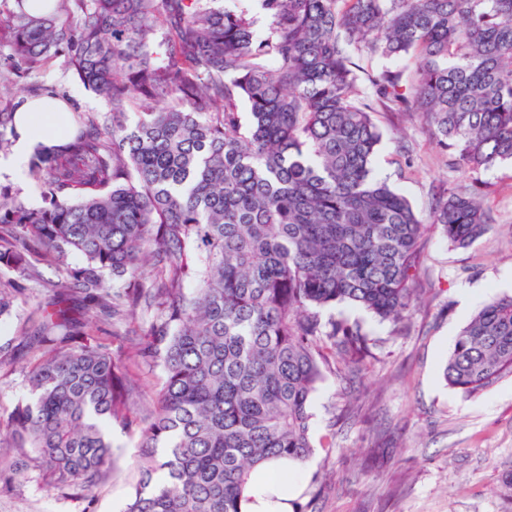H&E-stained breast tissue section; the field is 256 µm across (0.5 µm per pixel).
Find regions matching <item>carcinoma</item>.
I'll list each match as a JSON object with an SVG mask.
<instances>
[{"label":"carcinoma","instance_id":"cac0c4a2","mask_svg":"<svg viewBox=\"0 0 512 512\" xmlns=\"http://www.w3.org/2000/svg\"><path fill=\"white\" fill-rule=\"evenodd\" d=\"M14 2L0 87L65 48L110 112L79 113L69 141L36 149L42 206L0 191V265L34 281L35 254L60 273L54 295H81L114 338L147 317L130 343L163 377L144 398L106 339L37 306L30 399L0 418L9 479L39 471L64 495L91 491L114 463L115 422L140 436L125 512H243L253 470L312 454L326 371L369 356L360 322L323 311L403 322L428 228L459 248L489 230L473 193L439 195L424 219L374 177L382 136L353 56L401 62L366 73L376 100L418 113L469 168L512 161V0H263L264 37L219 0H41L46 14ZM13 115L0 111V151ZM19 295L0 281V316ZM510 375L506 295L462 328L443 378L469 397Z\"/></svg>","mask_w":512,"mask_h":512}]
</instances>
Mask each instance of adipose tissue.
I'll return each mask as SVG.
<instances>
[{
	"label": "adipose tissue",
	"mask_w": 512,
	"mask_h": 512,
	"mask_svg": "<svg viewBox=\"0 0 512 512\" xmlns=\"http://www.w3.org/2000/svg\"><path fill=\"white\" fill-rule=\"evenodd\" d=\"M64 112L59 104L22 103L16 110L17 139L11 154L0 159V171L12 172L28 160L38 145H51L47 132L63 124ZM296 490L291 468L280 461L271 462L252 474L247 487L252 501L247 512H288L289 501Z\"/></svg>",
	"instance_id": "ef3b65f1"
}]
</instances>
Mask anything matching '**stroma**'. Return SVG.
I'll use <instances>...</instances> for the list:
<instances>
[{
  "label": "stroma",
  "instance_id": "stroma-1",
  "mask_svg": "<svg viewBox=\"0 0 512 512\" xmlns=\"http://www.w3.org/2000/svg\"><path fill=\"white\" fill-rule=\"evenodd\" d=\"M52 94L75 112L102 113L106 104L73 76L64 56L22 73L0 108ZM383 141L374 170L428 216L445 189H479L491 215L488 232L472 246H452L430 229L424 268L430 293L409 323L378 322L340 305L336 314L360 321L376 340L361 374L347 382L327 376L312 400V456L297 465L295 512H512L500 494V475L512 466V377L466 398L446 385L442 371L461 328L485 302L512 294V164L471 170L418 130L410 112L375 114ZM52 299L33 289L28 303L0 318V416L29 398L25 363L28 316ZM333 447H325L326 439ZM138 436L112 427L114 473L87 496L63 497L48 479L0 475V512H124L135 478Z\"/></svg>",
  "mask_w": 512,
  "mask_h": 512
}]
</instances>
